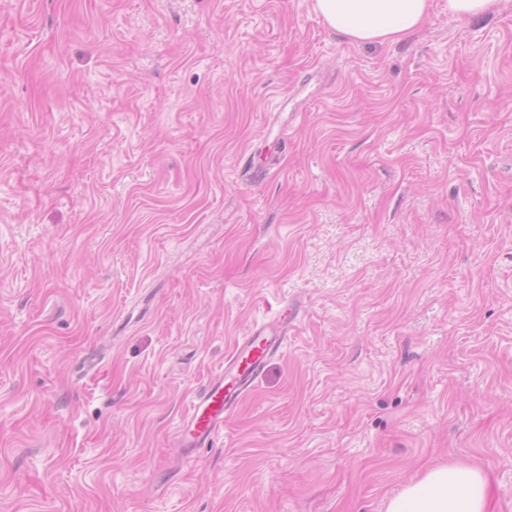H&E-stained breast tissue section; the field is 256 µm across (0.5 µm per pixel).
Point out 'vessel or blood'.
I'll return each instance as SVG.
<instances>
[{
  "label": "vessel or blood",
  "instance_id": "vessel-or-blood-1",
  "mask_svg": "<svg viewBox=\"0 0 512 512\" xmlns=\"http://www.w3.org/2000/svg\"><path fill=\"white\" fill-rule=\"evenodd\" d=\"M298 315L296 304L284 305L273 317L255 323L238 339L223 370L193 398L176 432L185 452L205 446L251 392L267 363L283 348Z\"/></svg>",
  "mask_w": 512,
  "mask_h": 512
}]
</instances>
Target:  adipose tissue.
<instances>
[{
	"mask_svg": "<svg viewBox=\"0 0 512 512\" xmlns=\"http://www.w3.org/2000/svg\"><path fill=\"white\" fill-rule=\"evenodd\" d=\"M431 0H314V10L350 42H394L427 20ZM489 477L479 467L443 463L427 468L391 498L386 512H488Z\"/></svg>",
	"mask_w": 512,
	"mask_h": 512,
	"instance_id": "1",
	"label": "adipose tissue"
}]
</instances>
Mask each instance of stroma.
I'll use <instances>...</instances> for the list:
<instances>
[{"label": "stroma", "instance_id": "35a3bbf8", "mask_svg": "<svg viewBox=\"0 0 512 512\" xmlns=\"http://www.w3.org/2000/svg\"><path fill=\"white\" fill-rule=\"evenodd\" d=\"M448 461L512 512V0L364 45L312 0H0V512H385ZM297 315L298 306L286 303L273 317L256 322L236 341L224 369L195 395L182 418L176 432L178 448L191 454L223 429L267 363L284 347Z\"/></svg>", "mask_w": 512, "mask_h": 512}]
</instances>
